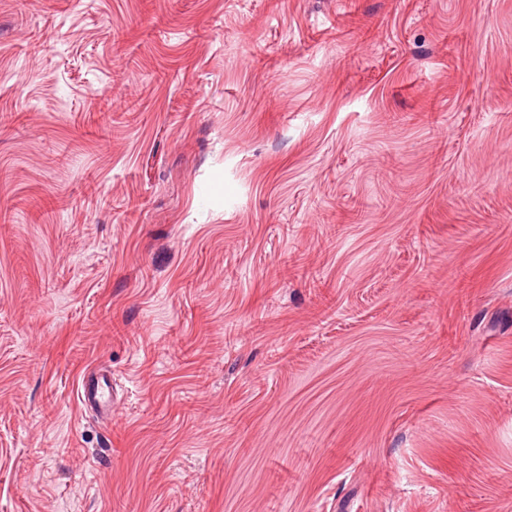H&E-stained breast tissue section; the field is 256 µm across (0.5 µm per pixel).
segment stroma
<instances>
[{"label": "stroma", "mask_w": 512, "mask_h": 512, "mask_svg": "<svg viewBox=\"0 0 512 512\" xmlns=\"http://www.w3.org/2000/svg\"><path fill=\"white\" fill-rule=\"evenodd\" d=\"M0 512H512V0H0ZM77 400L84 408L96 409L103 417H112V372L100 369L85 374L77 388Z\"/></svg>", "instance_id": "1"}]
</instances>
